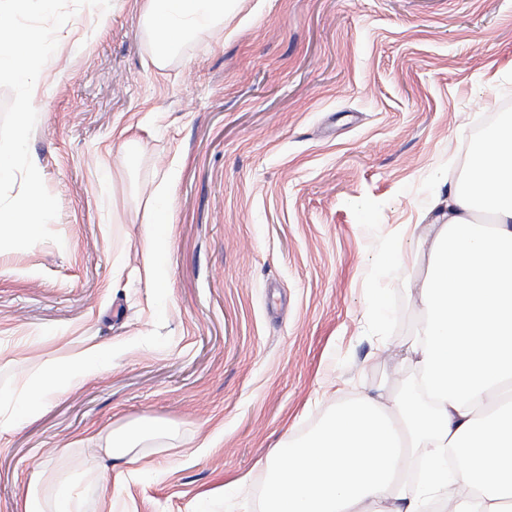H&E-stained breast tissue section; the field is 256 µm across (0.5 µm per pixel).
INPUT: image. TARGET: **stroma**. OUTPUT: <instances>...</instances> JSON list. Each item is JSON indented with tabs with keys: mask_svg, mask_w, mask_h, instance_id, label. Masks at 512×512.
<instances>
[{
	"mask_svg": "<svg viewBox=\"0 0 512 512\" xmlns=\"http://www.w3.org/2000/svg\"><path fill=\"white\" fill-rule=\"evenodd\" d=\"M141 4L81 8L33 89L63 242L0 252V512L43 472L82 474L84 512H254L280 442L400 393L428 268L411 241L378 257L512 113V0H236L162 74ZM168 173L157 290L145 199ZM99 343L108 366L11 427L25 379ZM153 421L92 474L108 433Z\"/></svg>",
	"mask_w": 512,
	"mask_h": 512,
	"instance_id": "1",
	"label": "stroma"
}]
</instances>
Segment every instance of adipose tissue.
<instances>
[{"instance_id": "1", "label": "adipose tissue", "mask_w": 512, "mask_h": 512, "mask_svg": "<svg viewBox=\"0 0 512 512\" xmlns=\"http://www.w3.org/2000/svg\"><path fill=\"white\" fill-rule=\"evenodd\" d=\"M230 0H143L149 60L221 30ZM172 176L145 203V263L157 283L167 254ZM424 223L390 231L382 268L405 234L428 259L424 320L410 392L340 405L270 464L258 512H506L512 506V113L474 140L467 181L434 196ZM112 353L93 345L46 363L16 398L14 423L69 393Z\"/></svg>"}]
</instances>
